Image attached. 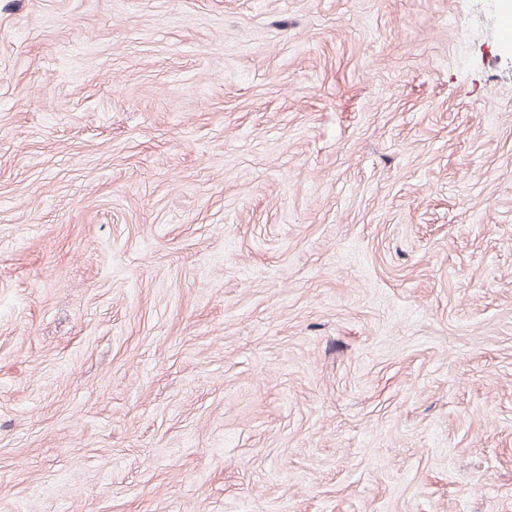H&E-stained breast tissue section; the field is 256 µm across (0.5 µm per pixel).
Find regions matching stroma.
<instances>
[{
    "label": "stroma",
    "instance_id": "1",
    "mask_svg": "<svg viewBox=\"0 0 512 512\" xmlns=\"http://www.w3.org/2000/svg\"><path fill=\"white\" fill-rule=\"evenodd\" d=\"M506 0H0V512H512Z\"/></svg>",
    "mask_w": 512,
    "mask_h": 512
}]
</instances>
